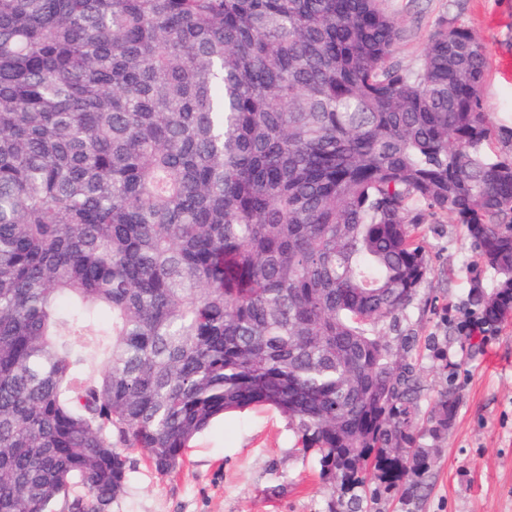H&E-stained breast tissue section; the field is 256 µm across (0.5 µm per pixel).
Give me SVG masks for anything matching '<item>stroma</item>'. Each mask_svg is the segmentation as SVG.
<instances>
[{"label": "stroma", "mask_w": 512, "mask_h": 512, "mask_svg": "<svg viewBox=\"0 0 512 512\" xmlns=\"http://www.w3.org/2000/svg\"><path fill=\"white\" fill-rule=\"evenodd\" d=\"M406 31L396 48L414 63L439 22L471 30L486 48L483 101L492 121L512 127V0H386ZM422 235L433 271L422 285L409 333L424 391L422 410L455 385L456 420L415 496L398 491L381 512H512V317L491 336L461 345L462 319L474 261L463 228L448 214L426 217ZM457 362L448 378L434 347ZM112 512H325L329 487L315 456L302 453L287 419L254 409L215 421L185 451L179 474L162 476L144 454Z\"/></svg>", "instance_id": "stroma-1"}]
</instances>
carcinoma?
<instances>
[{
	"mask_svg": "<svg viewBox=\"0 0 512 512\" xmlns=\"http://www.w3.org/2000/svg\"><path fill=\"white\" fill-rule=\"evenodd\" d=\"M382 0H0V512H112L210 424L272 407L337 497L422 482L403 326L428 213L464 226V313L512 314V153L486 54L416 63Z\"/></svg>",
	"mask_w": 512,
	"mask_h": 512,
	"instance_id": "obj_1",
	"label": "carcinoma"
}]
</instances>
